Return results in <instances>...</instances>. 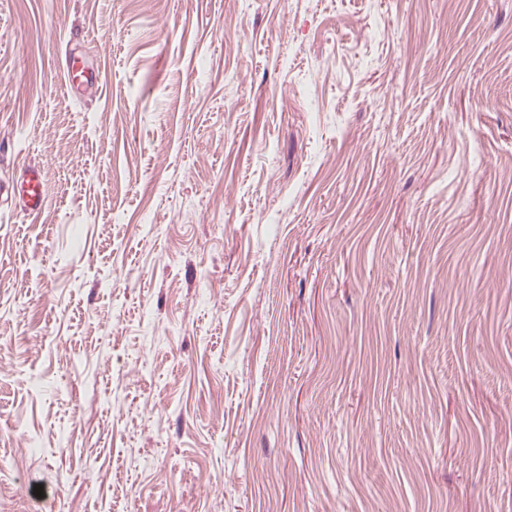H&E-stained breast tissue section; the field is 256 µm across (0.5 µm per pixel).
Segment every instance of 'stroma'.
I'll list each match as a JSON object with an SVG mask.
<instances>
[{
	"label": "stroma",
	"instance_id": "stroma-1",
	"mask_svg": "<svg viewBox=\"0 0 512 512\" xmlns=\"http://www.w3.org/2000/svg\"><path fill=\"white\" fill-rule=\"evenodd\" d=\"M27 163L0 512H512V0H0ZM64 68L69 91L86 90L100 80V70L89 57L70 54ZM21 176L7 187V194L26 214L38 216L45 207L46 190L40 168L28 165ZM18 187V193L16 191Z\"/></svg>",
	"mask_w": 512,
	"mask_h": 512
}]
</instances>
